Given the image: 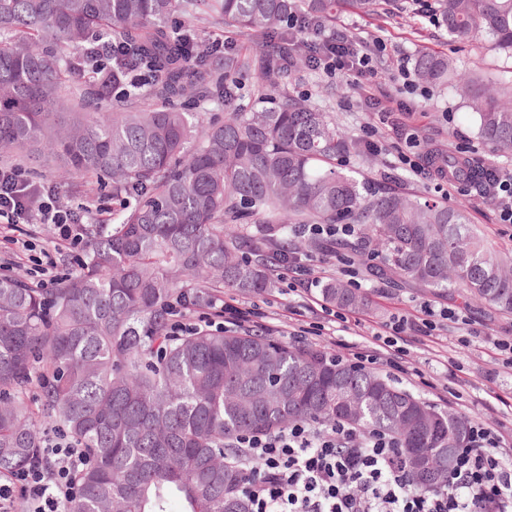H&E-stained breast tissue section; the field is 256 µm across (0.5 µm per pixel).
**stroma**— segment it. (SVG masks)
<instances>
[{
    "instance_id": "stroma-1",
    "label": "stroma",
    "mask_w": 512,
    "mask_h": 512,
    "mask_svg": "<svg viewBox=\"0 0 512 512\" xmlns=\"http://www.w3.org/2000/svg\"><path fill=\"white\" fill-rule=\"evenodd\" d=\"M433 0H409L405 10L395 7L365 15L337 11L334 27L348 28L356 37L371 39L381 37L387 47L382 61L384 91L392 97L411 101L415 112L405 116L399 112L378 114L367 107L360 96L354 77L342 75L330 78L308 66L292 68L284 77L291 94L306 98L309 105L334 116L348 133L363 136L366 125H375L377 146L369 160L353 159L349 165L360 176L377 185H389L402 191L439 202L455 204L466 201L469 219L476 224L494 247L511 249L512 237L505 234L497 222L494 204L474 197L454 194L443 197L434 180L425 175H415L398 167V155L405 150L407 132H415L426 148L451 150L464 144L475 157L491 164L503 173H512V153L497 151L478 136L477 125L467 107L463 94L453 88L442 89L420 83L414 74H402L401 68L415 60L425 49L434 50L455 58L462 73L475 72L484 80L499 86L512 85V55L490 50L486 43L471 40L459 41L450 37L438 24L431 7ZM239 97L233 105H225L223 98L200 96L194 98L191 111L203 114H221L228 108L246 109L258 98L254 70L248 69L235 75ZM37 187L55 190L62 201L77 205L89 201L117 210L118 201L112 192L101 189L91 181L68 178L60 161L47 157L43 152L25 156L21 162ZM364 295L366 309L357 311L362 322L363 335L381 330L392 315L411 314L422 301H436L464 311L465 315L483 331L467 347L459 346L461 326L451 324L441 335L413 344L410 364L421 370L436 385H451L462 397L464 413L469 419L480 418L489 425L512 433V409L501 407L494 414H486L480 401L489 393H512V374L498 371L492 337L512 336V315L501 314L491 308L467 301L458 292L435 294L414 285L367 278ZM454 360L453 373H446L443 360Z\"/></svg>"
}]
</instances>
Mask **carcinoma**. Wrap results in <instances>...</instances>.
Returning <instances> with one entry per match:
<instances>
[{
  "label": "carcinoma",
  "instance_id": "obj_1",
  "mask_svg": "<svg viewBox=\"0 0 512 512\" xmlns=\"http://www.w3.org/2000/svg\"><path fill=\"white\" fill-rule=\"evenodd\" d=\"M434 2L449 36L512 52V0ZM338 8L373 14L382 0H0V151L45 149L70 177L111 183L120 205L115 224L85 228L76 274L55 287L0 274V475L41 454L42 429L61 428L90 458L67 512H250L237 436L343 420L395 435L416 491L448 487L467 417L271 335L168 336L169 301L197 310L226 288L274 287L298 224H352L345 249L381 275L512 314V251L490 246L464 203L354 176L336 159L362 158L368 143L281 86L303 60L282 37L288 23L325 27ZM175 20L278 38L282 55L229 52L224 78L205 75L184 63L194 44L171 33ZM97 40L137 63L135 87L115 69L129 95L109 108L68 86L70 54ZM251 67L272 106L211 122L174 104L205 87L233 101L232 75ZM414 72L462 85L481 138L512 152V89L462 77L445 55L421 53ZM320 293L368 305L339 279Z\"/></svg>",
  "mask_w": 512,
  "mask_h": 512
}]
</instances>
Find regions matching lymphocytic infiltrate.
Masks as SVG:
<instances>
[{
  "label": "lymphocytic infiltrate",
  "mask_w": 512,
  "mask_h": 512,
  "mask_svg": "<svg viewBox=\"0 0 512 512\" xmlns=\"http://www.w3.org/2000/svg\"><path fill=\"white\" fill-rule=\"evenodd\" d=\"M314 68L328 76L351 71L374 73V58L383 43L359 50L352 37L332 30L305 46ZM102 221L98 208L72 207L53 191L35 187L18 167L0 169V224L47 227L56 246L80 256L86 225ZM276 277L289 292L310 296L318 281L311 258L291 251L278 264ZM168 333L185 336L202 329H248L259 333L271 327L257 306L216 298L204 310L180 302L167 305ZM453 307L422 303L416 314L393 316L366 343L337 341L331 357L367 370L377 364L408 374L410 343L438 335L448 323L463 322ZM261 464L248 475L242 491L253 512H512V447L505 436L483 421H471L468 444L457 455L448 475V489L439 493L412 491V479L396 438L383 431H365L347 422L315 427L295 424L263 434L239 437ZM45 461L34 462L9 475H0V512H15L25 501L28 512H67L77 493L72 478L85 463L82 451L62 430L43 439Z\"/></svg>",
  "instance_id": "lymphocytic-infiltrate-1"
}]
</instances>
